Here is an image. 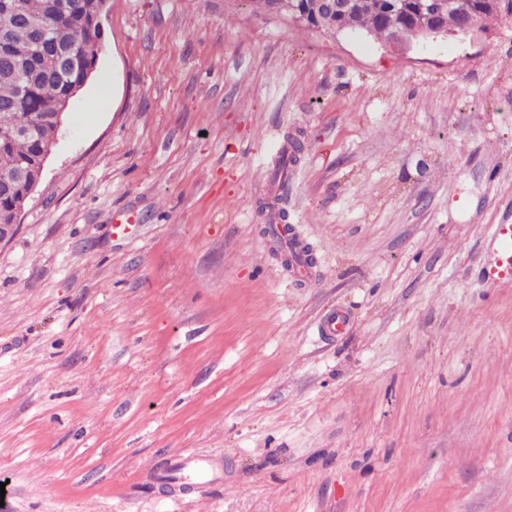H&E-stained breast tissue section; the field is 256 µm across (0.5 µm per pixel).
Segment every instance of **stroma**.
I'll return each mask as SVG.
<instances>
[{"mask_svg":"<svg viewBox=\"0 0 512 512\" xmlns=\"http://www.w3.org/2000/svg\"><path fill=\"white\" fill-rule=\"evenodd\" d=\"M108 7L0 247V512H512V281L481 266L512 18L397 55L250 0ZM176 455L220 480L162 490Z\"/></svg>","mask_w":512,"mask_h":512,"instance_id":"35a3bbf8","label":"stroma"}]
</instances>
